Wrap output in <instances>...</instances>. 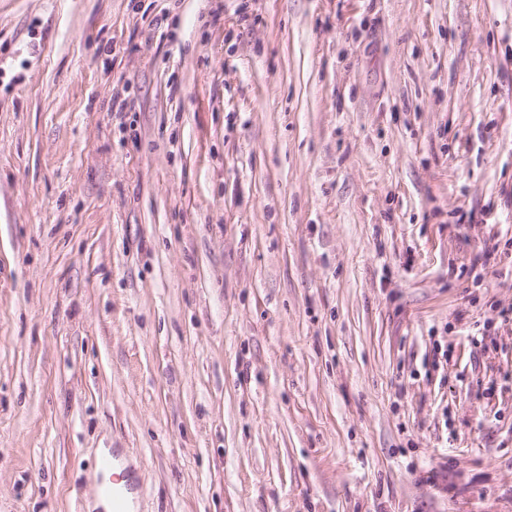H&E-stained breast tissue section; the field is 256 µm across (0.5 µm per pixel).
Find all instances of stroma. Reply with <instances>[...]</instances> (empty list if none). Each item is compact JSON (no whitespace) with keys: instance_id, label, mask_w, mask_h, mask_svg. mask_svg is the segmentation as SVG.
<instances>
[{"instance_id":"obj_1","label":"stroma","mask_w":512,"mask_h":512,"mask_svg":"<svg viewBox=\"0 0 512 512\" xmlns=\"http://www.w3.org/2000/svg\"><path fill=\"white\" fill-rule=\"evenodd\" d=\"M512 512V0H0V512ZM122 459L120 455L104 456L101 459L102 469L111 472L105 473L104 482H108L111 475L112 481L104 484L101 488V492L112 499V501L104 496L97 498L95 507H101L105 512H132L129 511L134 503L135 494L137 489L130 479L129 475L121 467ZM118 467L122 468L119 474L113 473Z\"/></svg>"}]
</instances>
